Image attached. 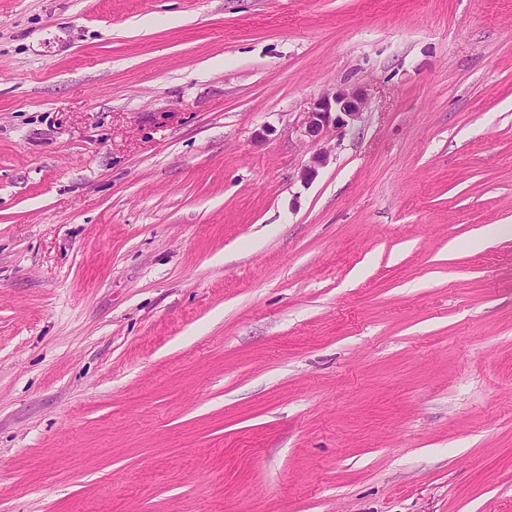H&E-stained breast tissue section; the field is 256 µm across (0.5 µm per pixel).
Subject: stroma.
I'll return each mask as SVG.
<instances>
[{
	"mask_svg": "<svg viewBox=\"0 0 512 512\" xmlns=\"http://www.w3.org/2000/svg\"><path fill=\"white\" fill-rule=\"evenodd\" d=\"M0 512H512V0H0ZM366 103L367 98L362 90L340 85L324 91L306 112H300L296 132L301 140L315 148L308 163L299 172L301 182L313 180L318 169L328 163L329 151L324 144L330 132L354 127L360 121Z\"/></svg>",
	"mask_w": 512,
	"mask_h": 512,
	"instance_id": "stroma-1",
	"label": "stroma"
}]
</instances>
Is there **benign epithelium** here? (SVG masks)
<instances>
[{"instance_id":"obj_1","label":"benign epithelium","mask_w":512,"mask_h":512,"mask_svg":"<svg viewBox=\"0 0 512 512\" xmlns=\"http://www.w3.org/2000/svg\"><path fill=\"white\" fill-rule=\"evenodd\" d=\"M366 103L362 90L340 85L324 91L307 111L300 113L296 132L301 140L314 147L308 163L299 172L301 182L313 180L318 169L328 163L329 151L325 142L330 132L354 127L360 121Z\"/></svg>"}]
</instances>
